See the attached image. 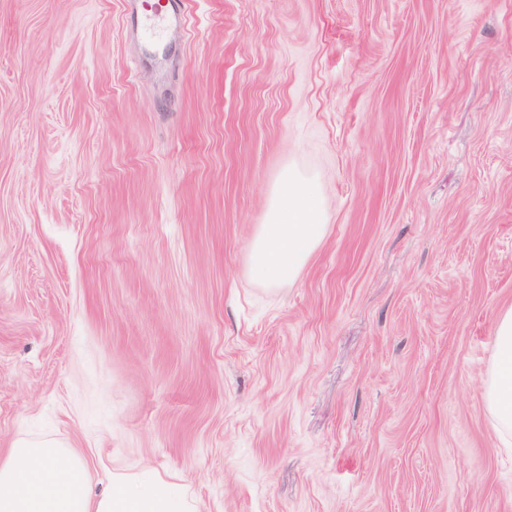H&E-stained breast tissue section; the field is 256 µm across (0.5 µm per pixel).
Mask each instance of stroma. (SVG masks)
<instances>
[{
  "label": "stroma",
  "instance_id": "35a3bbf8",
  "mask_svg": "<svg viewBox=\"0 0 512 512\" xmlns=\"http://www.w3.org/2000/svg\"><path fill=\"white\" fill-rule=\"evenodd\" d=\"M0 0V452L177 474L198 512H512V0ZM327 234L248 243L288 168ZM327 226L316 183L289 168L278 180L267 224H259L252 238L251 276L268 285L294 281ZM483 399L500 447L512 452V307L500 311L495 320Z\"/></svg>",
  "mask_w": 512,
  "mask_h": 512
}]
</instances>
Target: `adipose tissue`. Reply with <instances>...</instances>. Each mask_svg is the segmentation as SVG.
<instances>
[{"label": "adipose tissue", "mask_w": 512, "mask_h": 512, "mask_svg": "<svg viewBox=\"0 0 512 512\" xmlns=\"http://www.w3.org/2000/svg\"><path fill=\"white\" fill-rule=\"evenodd\" d=\"M327 232L321 194L309 177L288 170L278 180L265 224L250 244V274L260 282H292ZM501 448H512V307L499 312L483 391ZM84 450L52 437L16 438L0 454V512H196L177 476L115 466L101 492Z\"/></svg>", "instance_id": "1"}]
</instances>
